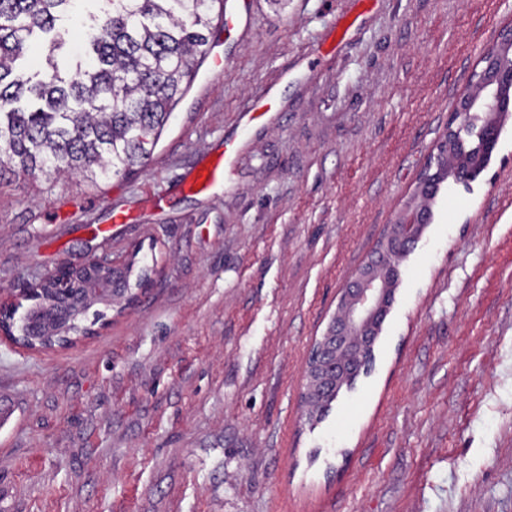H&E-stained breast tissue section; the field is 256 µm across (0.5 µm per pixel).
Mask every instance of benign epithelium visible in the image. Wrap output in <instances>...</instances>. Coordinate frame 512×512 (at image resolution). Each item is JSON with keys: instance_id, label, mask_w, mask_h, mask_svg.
I'll list each match as a JSON object with an SVG mask.
<instances>
[{"instance_id": "benign-epithelium-1", "label": "benign epithelium", "mask_w": 512, "mask_h": 512, "mask_svg": "<svg viewBox=\"0 0 512 512\" xmlns=\"http://www.w3.org/2000/svg\"><path fill=\"white\" fill-rule=\"evenodd\" d=\"M482 69L476 74L475 92L465 96L453 114L438 146L436 167L459 175L455 166L448 165L451 152L448 139L460 140L462 135L476 137L490 151L495 145L496 122L505 112L512 110V99L500 95L499 84L512 80V28L503 31L500 45L486 53L481 60ZM476 112L485 114V121L472 126ZM424 228L422 209L408 211L399 221L388 225L377 258L365 266L351 286L342 293L336 315L310 361L314 371L307 373L305 399L310 410L321 412L326 394L334 390L341 393L354 384L361 372L368 369V360L374 352L386 311L393 300V293L400 277L399 259L420 239ZM112 260L91 258L80 267H61L42 276L39 287L28 289L29 296L42 300V287L54 286L65 291L72 287L73 278L81 271L90 279L84 284L85 301L112 300ZM63 332L53 321H48L38 336L29 337L30 344L47 345ZM331 366L334 377L327 380L319 375L321 368Z\"/></svg>"}]
</instances>
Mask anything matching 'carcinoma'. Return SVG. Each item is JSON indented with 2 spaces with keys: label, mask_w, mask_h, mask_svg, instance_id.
Here are the masks:
<instances>
[{
  "label": "carcinoma",
  "mask_w": 512,
  "mask_h": 512,
  "mask_svg": "<svg viewBox=\"0 0 512 512\" xmlns=\"http://www.w3.org/2000/svg\"><path fill=\"white\" fill-rule=\"evenodd\" d=\"M87 57L60 67L59 12L76 0H0V181L76 176L91 186L147 164L187 93L224 0H89ZM45 314L66 325L79 292ZM32 308L18 330H39Z\"/></svg>",
  "instance_id": "carcinoma-1"
}]
</instances>
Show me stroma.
Segmentation results:
<instances>
[{"mask_svg": "<svg viewBox=\"0 0 512 512\" xmlns=\"http://www.w3.org/2000/svg\"><path fill=\"white\" fill-rule=\"evenodd\" d=\"M510 26L512 0H224V70L145 167L0 184L17 314L57 268L132 267L70 342L0 334V512H512V112L476 178L440 184L371 373L319 421L304 400L342 289ZM227 150L223 188L180 190Z\"/></svg>", "mask_w": 512, "mask_h": 512, "instance_id": "35a3bbf8", "label": "stroma"}]
</instances>
